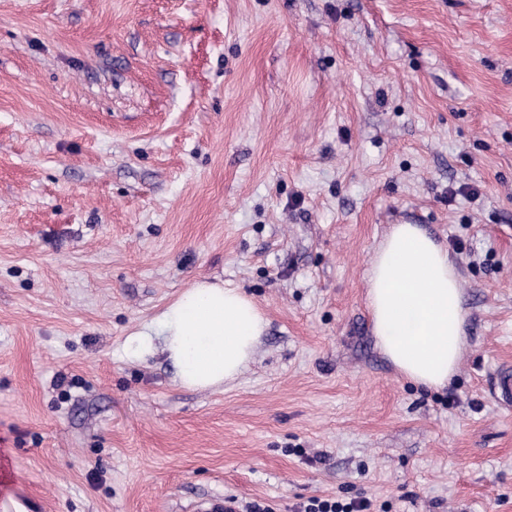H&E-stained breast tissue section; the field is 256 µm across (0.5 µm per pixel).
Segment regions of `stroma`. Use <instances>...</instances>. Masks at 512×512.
Returning a JSON list of instances; mask_svg holds the SVG:
<instances>
[{
    "label": "stroma",
    "instance_id": "stroma-1",
    "mask_svg": "<svg viewBox=\"0 0 512 512\" xmlns=\"http://www.w3.org/2000/svg\"><path fill=\"white\" fill-rule=\"evenodd\" d=\"M394 224L447 247L453 382L376 345ZM267 328L220 390L132 334L198 279ZM512 0H0V496L22 512H512ZM370 504L362 501H352L343 504L339 501L312 499L305 506L303 512H362L361 508H367Z\"/></svg>",
    "mask_w": 512,
    "mask_h": 512
}]
</instances>
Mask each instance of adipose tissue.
Returning a JSON list of instances; mask_svg holds the SVG:
<instances>
[{
    "instance_id": "ef3b65f1",
    "label": "adipose tissue",
    "mask_w": 512,
    "mask_h": 512,
    "mask_svg": "<svg viewBox=\"0 0 512 512\" xmlns=\"http://www.w3.org/2000/svg\"><path fill=\"white\" fill-rule=\"evenodd\" d=\"M377 345L409 380L433 390L458 371L467 311L448 250L416 224L392 225L367 272ZM267 327L241 289L200 279L128 343L136 357L161 348L178 386L215 389L252 360Z\"/></svg>"
}]
</instances>
